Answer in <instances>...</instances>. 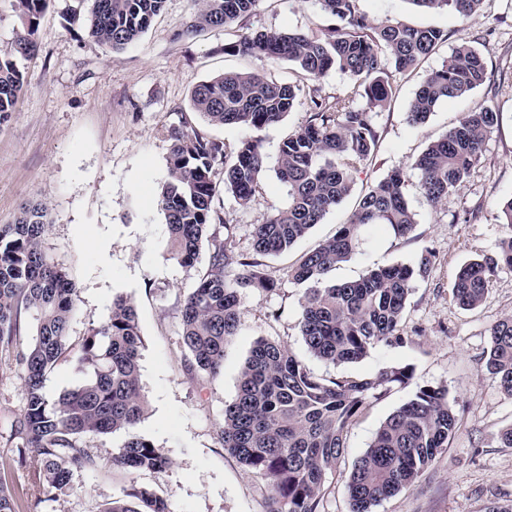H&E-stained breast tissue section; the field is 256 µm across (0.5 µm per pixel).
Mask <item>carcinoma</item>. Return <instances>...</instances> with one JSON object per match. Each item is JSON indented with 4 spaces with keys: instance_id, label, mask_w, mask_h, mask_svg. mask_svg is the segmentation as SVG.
<instances>
[{
    "instance_id": "carcinoma-1",
    "label": "carcinoma",
    "mask_w": 512,
    "mask_h": 512,
    "mask_svg": "<svg viewBox=\"0 0 512 512\" xmlns=\"http://www.w3.org/2000/svg\"><path fill=\"white\" fill-rule=\"evenodd\" d=\"M166 0H93L86 31L106 50L119 51L145 32ZM181 35L226 27L249 15L258 0H198ZM359 0H316L336 24L319 33H244L224 46L227 52L287 61L308 81L338 69L351 84L330 101L318 89L278 84L258 76L229 72L199 83L191 101L213 126H239L259 132L281 123L304 98L306 123L279 145L277 177L288 186V205L254 225L252 247L237 254L220 236L215 209V175L224 190L248 204L264 173L260 140L250 137L230 147L197 130L170 132L167 179L157 198L169 231L167 257L193 268L202 253L206 266L180 302L181 343L190 368L215 378L224 365V346L241 322L240 296L247 289L272 291L264 259L279 255L310 230L355 188L358 167L373 157L379 136L373 113L392 96L389 68L407 70L448 40L431 26L377 22L360 11ZM428 11L452 10L468 20L484 0H410ZM46 0H16L20 21L9 46L0 48V118L15 111L25 87L17 64L37 51L39 18ZM487 51L464 41L442 68L419 87L409 122L421 125L436 105L460 97L486 80ZM500 113L484 107L469 113L442 137L431 141L412 163L428 204L436 207L457 191L480 161L487 134ZM406 174L396 169L359 200L346 224L316 248L303 253L289 277L302 287L299 328L309 352L333 365L361 360L375 345L402 342L400 324L418 277L427 276L434 255L422 250L416 265L389 264L356 279L324 284L325 277L356 251L360 231L387 224L400 237L410 235L415 214L405 197ZM49 206L23 207L14 224L0 225V359L21 381L25 405L11 422L9 441L16 463L28 473L29 487L19 495L0 484V512H31L39 501L53 500L70 488L77 472L99 469L101 455L85 436L124 432L128 439L112 452V469L129 478L123 497L101 512H172L167 499L138 484L135 475L161 473L169 458L148 439L132 434L148 411L140 386L143 346L134 302L112 300L108 318L92 325L78 343L70 326L78 308L77 288L65 267L43 248ZM512 268V236L495 254L464 264L452 300L464 310L484 301L491 277ZM35 325L28 336L25 319ZM486 369L512 396V316L491 326ZM76 358L83 378L50 401L45 382L56 366ZM412 378L409 366L391 367L371 378H319L288 350L267 338L252 348L239 375L234 400L225 406L224 450L263 481L265 512H324L328 475L345 451L344 431L370 398ZM456 415L441 387H423L391 414L376 432L349 475V512H372L381 500L412 487L448 448Z\"/></svg>"
}]
</instances>
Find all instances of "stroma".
Segmentation results:
<instances>
[{
	"label": "stroma",
	"mask_w": 512,
	"mask_h": 512,
	"mask_svg": "<svg viewBox=\"0 0 512 512\" xmlns=\"http://www.w3.org/2000/svg\"><path fill=\"white\" fill-rule=\"evenodd\" d=\"M358 6L380 21L442 28L448 39L415 69L391 72L394 94L374 115L377 153L356 174L361 193L390 170H405L416 227L407 237L395 236L384 224L363 228L357 251L330 280L355 279L384 264L411 265L426 248L434 259L428 275L412 285L402 343H379L355 363L333 366L308 352L298 326L302 289L288 275L298 256L347 222L355 199L328 213L290 251L265 259V273L276 287L242 293L241 329L226 344L223 370L213 379L190 370L181 344L178 308L198 271L166 259L168 228L157 205L171 129H194L230 145L249 135L242 127L208 125L191 105L197 84L227 72L278 83L301 80L288 62L234 55L225 52V44L246 32L309 33L333 25L315 0H259L252 14L233 25L190 38L181 31L196 9L194 0H167L141 39L115 52L86 36L81 17L91 0H49L39 20V52L21 63L24 93L15 112L0 120V225L15 223L26 202L49 203L43 246L78 290L73 339L107 318L113 297L127 296L137 307L148 413L134 432L160 448L171 466L136 479L165 497L172 512H263L261 480L225 451L221 439L224 407L234 399L240 370L262 337L286 345L320 377L359 378L405 365L413 370L408 384L369 400L350 424L325 512H348L346 484L355 461L386 418L426 386L447 390L455 431L413 487L382 500L373 512H485L490 505L512 503V447H502L498 439L512 426V396L485 368L490 327L512 315V268L497 269L476 309L459 308L451 295L466 261L493 254L500 240L512 235L498 208L501 199L512 196V0H485L480 15L467 21L450 10L424 12L410 0H359ZM473 39L488 51L485 84L441 102L426 123L412 125L408 112L417 89L458 43ZM485 106L498 110L501 121L488 134L480 162L459 191L430 207L413 161L465 114ZM307 117L299 105L261 132L267 169L247 206L218 193L236 251L249 250L254 225L286 205V188L275 173L278 146ZM22 407L20 380L0 372V480L18 492L27 476L7 438ZM126 482L125 474L108 465L76 473L67 494L41 503L37 512H101Z\"/></svg>",
	"instance_id": "1"
}]
</instances>
